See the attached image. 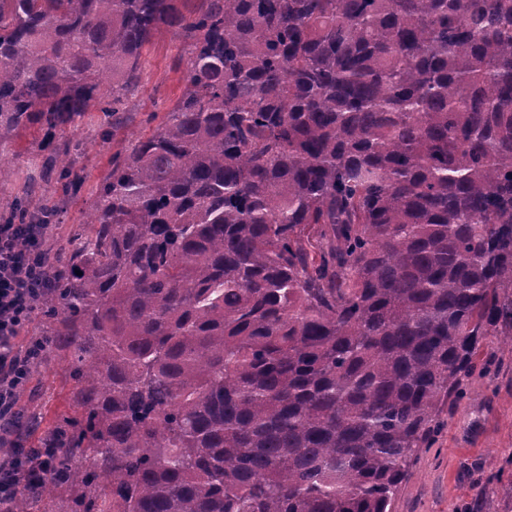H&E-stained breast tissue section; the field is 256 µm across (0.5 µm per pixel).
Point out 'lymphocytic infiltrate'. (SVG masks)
Segmentation results:
<instances>
[{
    "label": "lymphocytic infiltrate",
    "mask_w": 512,
    "mask_h": 512,
    "mask_svg": "<svg viewBox=\"0 0 512 512\" xmlns=\"http://www.w3.org/2000/svg\"><path fill=\"white\" fill-rule=\"evenodd\" d=\"M48 231L45 224L0 223V446L8 448L0 456V512H12L20 495L37 493L51 466L39 449L26 447L25 431L9 418L44 357L38 341L22 347L17 339L51 285L45 260Z\"/></svg>",
    "instance_id": "f902f5d3"
}]
</instances>
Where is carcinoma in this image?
<instances>
[{
    "instance_id": "1",
    "label": "carcinoma",
    "mask_w": 512,
    "mask_h": 512,
    "mask_svg": "<svg viewBox=\"0 0 512 512\" xmlns=\"http://www.w3.org/2000/svg\"><path fill=\"white\" fill-rule=\"evenodd\" d=\"M164 28L183 94L49 253L65 475L14 512H390L512 348V0H0V150L76 191Z\"/></svg>"
}]
</instances>
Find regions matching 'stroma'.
<instances>
[{
    "instance_id": "1",
    "label": "stroma",
    "mask_w": 512,
    "mask_h": 512,
    "mask_svg": "<svg viewBox=\"0 0 512 512\" xmlns=\"http://www.w3.org/2000/svg\"><path fill=\"white\" fill-rule=\"evenodd\" d=\"M185 47V37L175 30L155 35L144 51L140 85L111 139H102L97 116L74 129L86 144L76 163L86 186L102 180L112 155L151 132L152 115H163L182 94ZM30 147V138L16 139L13 155L0 158V207L29 182L40 181L25 160ZM477 361L476 371L463 380L465 399L441 402L438 429L414 457L391 512H512V352L483 347ZM73 386L64 363L50 355L34 371L21 401L50 420L67 411Z\"/></svg>"
}]
</instances>
